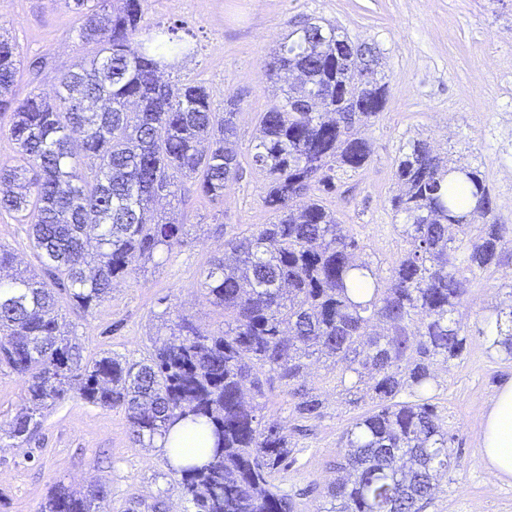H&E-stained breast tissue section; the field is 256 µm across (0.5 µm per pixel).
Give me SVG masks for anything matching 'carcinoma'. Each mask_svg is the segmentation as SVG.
<instances>
[{
  "mask_svg": "<svg viewBox=\"0 0 512 512\" xmlns=\"http://www.w3.org/2000/svg\"><path fill=\"white\" fill-rule=\"evenodd\" d=\"M108 2L65 0L93 51L60 74L51 98L16 97L19 46L0 35V119H9L17 152L14 164H0V214L27 225L43 272L3 278L14 256L0 245V365L27 377L7 437H32L43 411L70 391L123 409L143 447L188 420L211 440L204 463L172 468L194 512H293L275 484L292 449L259 399L278 381L300 418L318 417L321 401L304 375L326 357L347 395L369 375L376 405L343 431L322 512H426L438 476L460 464L431 403L434 365L465 349L469 277L512 254V224L495 217L480 168L409 140L391 198L404 216L394 225L400 256L384 278L360 259L357 238L322 195L370 161L373 143L361 130L383 111L387 84L356 77V68L379 65L371 44L306 18L264 66L282 97L258 116L252 165L265 173L262 202L275 221L225 241L201 273L224 323L212 330L187 315L164 319L166 338L143 359L84 363L59 321V296L85 312L99 306L135 259L187 236L186 225L155 219L156 202L175 200L185 179L222 201L241 170L240 100L218 112L205 86L164 80L162 58L188 51L175 29L143 41L146 0ZM498 290L508 302L483 317L482 334L511 360L512 281ZM405 392L413 400H399ZM108 493L102 482L84 492L60 484L40 512H100Z\"/></svg>",
  "mask_w": 512,
  "mask_h": 512,
  "instance_id": "1",
  "label": "carcinoma"
}]
</instances>
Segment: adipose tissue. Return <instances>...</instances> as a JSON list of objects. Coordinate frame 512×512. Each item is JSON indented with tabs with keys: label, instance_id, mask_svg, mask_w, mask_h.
<instances>
[{
	"label": "adipose tissue",
	"instance_id": "1",
	"mask_svg": "<svg viewBox=\"0 0 512 512\" xmlns=\"http://www.w3.org/2000/svg\"><path fill=\"white\" fill-rule=\"evenodd\" d=\"M157 445L171 452V462L175 465L187 459L199 463L205 459L202 437L195 435L190 425L184 423L175 426L166 438L158 440ZM481 453L498 478H512V383L498 389L491 399Z\"/></svg>",
	"mask_w": 512,
	"mask_h": 512
}]
</instances>
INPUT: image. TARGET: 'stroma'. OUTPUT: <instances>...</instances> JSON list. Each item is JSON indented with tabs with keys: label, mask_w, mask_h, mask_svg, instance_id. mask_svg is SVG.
Listing matches in <instances>:
<instances>
[{
	"label": "stroma",
	"mask_w": 512,
	"mask_h": 512,
	"mask_svg": "<svg viewBox=\"0 0 512 512\" xmlns=\"http://www.w3.org/2000/svg\"><path fill=\"white\" fill-rule=\"evenodd\" d=\"M307 17L367 39L382 57L387 101L365 132L374 153L363 170L345 176L324 197L364 255L385 270L400 253L388 200L397 190L394 161L412 138L478 165L493 190L496 217L512 224V180L503 177L512 171V0H149L148 28H176L191 49L165 70V80L203 83L219 111L229 96L240 98L237 138L245 169L217 204L184 182L178 218L190 226L186 242L137 266L91 312L62 304L84 359L112 352L142 359L164 318L188 315L209 329L221 322L200 286L201 272L210 257L223 254L225 240L273 219L262 203L265 175L249 167L248 153L259 112L276 99L263 66L277 41ZM76 25L63 0H0V26L20 46L19 94L51 91L60 73L85 55ZM37 59L44 66L35 73L31 64ZM0 244L14 254L16 266L39 270L25 225L0 216ZM510 279L509 261L470 281L463 310L466 350L436 367L434 402L454 437L460 465L441 478L427 512H512V480L495 477L481 454L488 404L496 389L512 381V360L489 351L480 333L482 316L498 302V285ZM306 384L323 402L321 416L298 418L287 387L280 385L265 412L284 427L293 450L277 485L292 497L295 512H318L324 487L336 478L331 464L343 431L373 403L346 402L322 362L309 366ZM99 481L110 489L102 512H149L159 499L167 512L192 510L162 449L136 443L122 409L101 408L73 393L45 410L29 442L0 440V512H39L53 484L82 489Z\"/></svg>",
	"instance_id": "35a3bbf8"
}]
</instances>
